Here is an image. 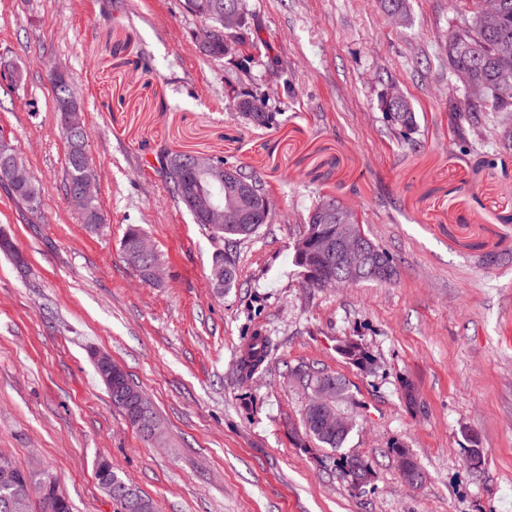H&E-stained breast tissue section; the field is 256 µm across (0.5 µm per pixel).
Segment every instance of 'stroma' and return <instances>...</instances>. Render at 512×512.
Returning <instances> with one entry per match:
<instances>
[{
  "label": "stroma",
  "instance_id": "35a3bbf8",
  "mask_svg": "<svg viewBox=\"0 0 512 512\" xmlns=\"http://www.w3.org/2000/svg\"><path fill=\"white\" fill-rule=\"evenodd\" d=\"M0 0V60L23 70L0 95V134L34 172L41 214L0 190V230L28 260L0 253V452L57 475L75 512H115L98 455L158 512H512V125L497 112L456 127L466 92L448 34L468 0H409L408 27L379 0H244L257 49L213 60L184 0ZM150 58L142 72L133 62ZM81 88L103 226L66 192L67 144L50 69ZM411 101L417 148L381 110L389 85ZM249 93L275 116L247 126L228 104ZM221 155L258 175L268 224L238 245V280H210L217 244L178 205L160 149ZM332 194L398 263L389 283L303 287L293 246ZM138 225L159 256L142 282L120 242ZM270 337L262 374L236 373L248 336ZM359 340L367 369L337 351ZM111 356L151 397L159 440L114 408L90 354ZM343 375L356 426L345 446L372 466L348 485L327 449L294 435L311 392L293 375ZM411 381L409 408L401 392ZM426 474L401 477L393 445ZM484 450L481 469L468 448Z\"/></svg>",
  "mask_w": 512,
  "mask_h": 512
}]
</instances>
